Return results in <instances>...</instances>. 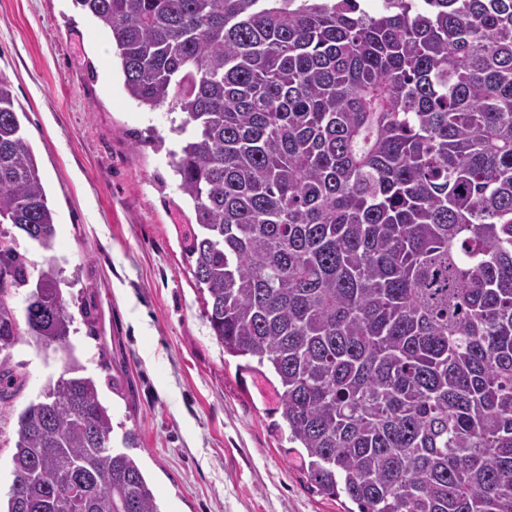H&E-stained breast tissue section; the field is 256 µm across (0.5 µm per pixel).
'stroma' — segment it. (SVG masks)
Returning <instances> with one entry per match:
<instances>
[{"instance_id": "obj_1", "label": "stroma", "mask_w": 512, "mask_h": 512, "mask_svg": "<svg viewBox=\"0 0 512 512\" xmlns=\"http://www.w3.org/2000/svg\"><path fill=\"white\" fill-rule=\"evenodd\" d=\"M0 79L55 211L54 255L73 281L63 293L85 295L93 311L72 338L75 355L119 424L114 441L135 432L162 512H351L347 498L310 488L273 393L237 377L201 315L183 254L195 213L166 157L183 140L180 111L127 96L111 37L74 0H0ZM150 134L164 151L142 144ZM12 361L27 380L0 404L1 497L17 414L64 368L28 338Z\"/></svg>"}]
</instances>
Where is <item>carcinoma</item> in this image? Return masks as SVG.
<instances>
[{
	"instance_id": "1",
	"label": "carcinoma",
	"mask_w": 512,
	"mask_h": 512,
	"mask_svg": "<svg viewBox=\"0 0 512 512\" xmlns=\"http://www.w3.org/2000/svg\"><path fill=\"white\" fill-rule=\"evenodd\" d=\"M74 2L127 95L194 128L171 166L202 317L319 493L512 512V0ZM56 235L0 80V402L22 337L66 354L0 512H161L73 355Z\"/></svg>"
}]
</instances>
